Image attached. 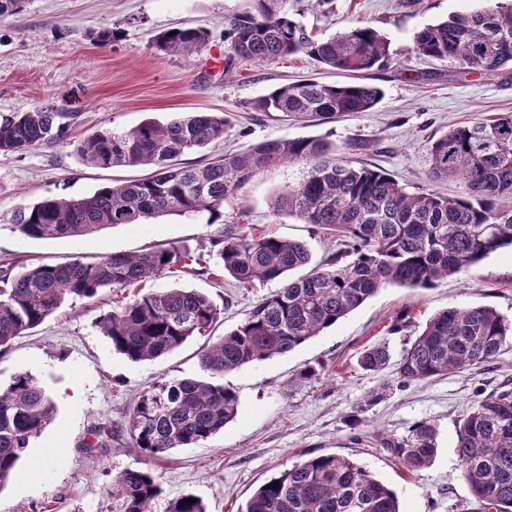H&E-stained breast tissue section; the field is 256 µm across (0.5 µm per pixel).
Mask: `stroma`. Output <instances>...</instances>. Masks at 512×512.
<instances>
[{
    "label": "stroma",
    "mask_w": 512,
    "mask_h": 512,
    "mask_svg": "<svg viewBox=\"0 0 512 512\" xmlns=\"http://www.w3.org/2000/svg\"><path fill=\"white\" fill-rule=\"evenodd\" d=\"M241 5L242 0H25L22 11L0 17V113L24 112L52 100L79 115L70 141L0 155V214L21 203L77 198L141 176L138 168L84 165L71 143L105 128L127 130L178 112H213L227 121L223 140L207 151L186 154L189 162L242 152L274 138L323 136L340 153L391 174L409 191L431 187L456 196L464 191L460 181L429 179L430 138L512 112V70L487 78L413 51L416 31L479 9L482 0H288L293 18L319 37L361 23L377 28L390 43L392 63L370 77L384 96L369 111L318 126L270 121L251 109V101L287 82L313 78L334 84L345 77L302 56L271 63L239 60L225 68L231 51L224 23ZM178 27L207 29V48L191 59L157 51L156 38ZM104 28L116 30L117 37L102 46L93 35ZM303 171L299 164L265 168L213 222L166 215L55 239L29 238L0 226V269L95 261L173 243L200 256L202 271L174 268L137 288H192L207 295L222 310L212 331L218 338L274 289L270 283L240 288L231 277L216 274L211 243L223 238L225 227H251L303 242L315 264L335 252L334 239L321 229L270 208L275 194L297 182ZM126 294L111 287L91 298L67 299L41 325L0 350V383L8 384L19 372L31 373L54 404L50 422L0 487V512H123L112 494V477L145 466L163 488L151 512H167L170 500L186 494L200 497L207 512H243L271 477L324 454L367 467L396 492L402 512L468 508L471 495L454 453L456 430L480 394L512 388V343L482 368L403 388L394 386L393 368L366 372L357 359L373 344H388L399 353L409 333L393 326L403 315L421 326L451 305H488L512 319V253L491 254L428 288H382L290 353L226 374L225 385L239 398L235 418L207 441L173 449L152 462L132 448L125 414L153 382L202 377L200 352L207 339L193 338L152 361L127 360L98 327L99 317ZM307 366L320 370V378L291 387L293 375ZM387 381L392 388L386 397L367 408L363 426L351 429L353 408ZM422 421L436 426L438 448L429 466L410 472L383 442L406 435ZM104 424L112 428L109 445L94 447L92 432Z\"/></svg>",
    "instance_id": "stroma-1"
}]
</instances>
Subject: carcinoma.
Wrapping results in <instances>:
<instances>
[{
    "label": "carcinoma",
    "mask_w": 512,
    "mask_h": 512,
    "mask_svg": "<svg viewBox=\"0 0 512 512\" xmlns=\"http://www.w3.org/2000/svg\"><path fill=\"white\" fill-rule=\"evenodd\" d=\"M224 26V40L237 58L271 62L304 56L324 68L350 75L390 62L389 42L376 28L361 25L316 39L288 12V0H243ZM209 41L204 28L165 32L156 50L192 56ZM415 52L494 77L512 67V3L487 6L428 24L413 35ZM383 91L370 83L326 84L314 79L286 83L256 99L252 109L284 121H323L376 106ZM77 113L51 101L27 112L0 115V154L23 153L66 140ZM226 120L210 112L148 119L124 131L103 129L74 144L85 164L100 168L146 166L147 176L107 185L78 197H50L15 207L0 221L26 237H78L106 226L165 215L194 218L224 213V203L260 171L275 164L304 165L297 182L272 203L277 214L312 224L336 237L339 250L308 268L310 252L298 241L230 229L219 246L218 267L240 288L277 281L224 337L201 353L203 371L221 377L245 365L283 356L359 308L385 285L428 288L488 256L512 251V113L432 138V178L457 179L465 191L443 196L410 192L390 174L336 155L319 137L272 139L246 153H226L204 164L175 163L183 154L224 138ZM190 254L162 244L138 254L113 253L95 262L73 260L31 264L4 274L0 288V347L40 325L69 297L90 298L103 288L130 287L179 265ZM221 311L190 288L134 294L105 313L99 327L113 347L132 362L170 353L196 336H208ZM512 339V320L490 306H449L408 338L397 360L378 344L361 353L359 366L379 373L392 363L395 380H432L491 362ZM366 397L349 425L384 392ZM238 396L206 380L175 379L144 389L127 412L131 446L155 459L210 439L232 420ZM53 403L36 377L15 374L0 386V484L26 454L31 439L48 423ZM386 450L409 471L428 466L437 451L433 424L420 422L409 433L384 441ZM461 476L479 512H512V390L495 388L474 400L456 433ZM162 494L148 468H126L112 477V495L124 512H150ZM183 495L168 512H206L202 500ZM244 512H400L395 493L365 467L335 455L301 460L269 479L248 500Z\"/></svg>",
    "instance_id": "cac0c4a2"
}]
</instances>
